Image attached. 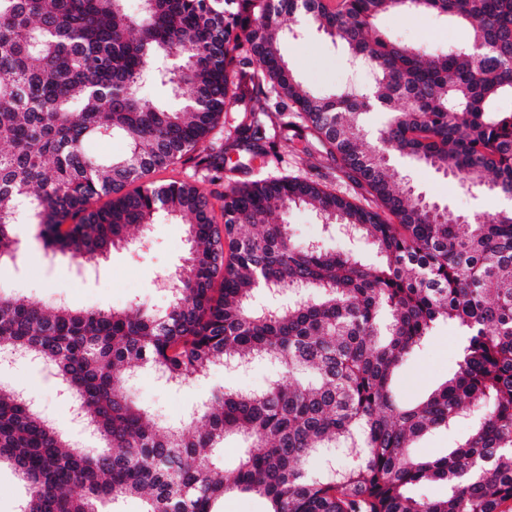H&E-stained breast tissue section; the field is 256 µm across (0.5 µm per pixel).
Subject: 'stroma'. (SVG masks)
Masks as SVG:
<instances>
[{
	"mask_svg": "<svg viewBox=\"0 0 512 512\" xmlns=\"http://www.w3.org/2000/svg\"><path fill=\"white\" fill-rule=\"evenodd\" d=\"M377 26L398 41L425 47H464L470 41L466 28L443 22L431 14H386L378 19ZM280 49L293 73L310 90L338 93L351 85L367 87L372 83L371 74L351 69L342 48L323 33L313 30L306 32L298 41L282 40ZM391 162L408 174L409 183L416 192L448 207L453 213L493 212L505 205L503 199L492 194L478 189H463L459 183L433 169L411 164L400 153H392ZM287 172L310 177L341 192L353 189L331 160L319 156L302 159L294 156L287 146L280 148L278 156L268 157L265 163L256 162L233 173L231 181L244 183ZM276 217L288 224L296 242H319L325 248L353 256L367 266L379 262L365 240H352L336 231L324 233L320 220L311 210H280ZM15 235L26 239L27 244L20 248L15 265L0 270V289L39 303L62 296L70 306L82 309L121 308L136 299L156 311H163L168 307L170 298L167 291L155 283V273L158 269L181 264L186 252L184 225L175 223L161 212L146 232L144 244L129 250L113 251L96 277L78 282L73 278L69 259L59 257L54 263L45 264L43 244L36 225H16ZM457 339L456 329L448 325L439 327L433 336L428 337L393 377L398 401L417 402L453 376L459 359ZM280 376V371L265 361L245 367L218 364L206 377L172 387L158 379L150 369L143 368L136 372L133 392L160 426L177 427L186 421L191 404L204 399L212 390L260 391ZM1 380L32 394L41 405L42 415L59 426L74 442L94 445L95 440L90 433L80 430L72 422L70 403L61 395L55 378L40 365L24 360L2 367ZM472 424V418L468 417L450 431L426 433L414 442L411 453L420 457L445 454L470 433Z\"/></svg>",
	"mask_w": 512,
	"mask_h": 512,
	"instance_id": "35a3bbf8",
	"label": "stroma"
}]
</instances>
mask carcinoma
Listing matches in <instances>:
<instances>
[{"label": "carcinoma", "mask_w": 512, "mask_h": 512, "mask_svg": "<svg viewBox=\"0 0 512 512\" xmlns=\"http://www.w3.org/2000/svg\"><path fill=\"white\" fill-rule=\"evenodd\" d=\"M433 13L465 25L464 48L428 52L377 34L386 12ZM304 23L373 75L371 89L317 94L280 54ZM151 84L182 99L164 108ZM512 0H0V268L18 257L23 212L45 255L89 271L163 211L187 219L189 249L156 279L171 302L74 309L0 295V355L40 362L102 442L82 448L0 383V466L24 487L18 512H104L142 498L143 512H223L254 494L267 512H504L512 502V209L456 215L402 182L394 150L467 187L512 201ZM387 114L375 142L359 117ZM238 114L226 144L211 135ZM119 135L101 159L88 142ZM325 155L365 190L360 200L284 175L223 195L157 184L181 162L207 173L278 155L283 142ZM106 197L101 206L93 202ZM309 206L325 229L371 241L367 268L293 241L272 208ZM248 224L251 233L241 232ZM264 288L285 305L256 310ZM444 323L459 332L454 376L414 405L392 395L395 370ZM276 361L288 382L217 392L181 428L163 430L131 392L148 367L167 383L218 362ZM481 416L442 457L415 458L412 438ZM248 449L215 465L230 438ZM350 457L336 467L341 451ZM448 484L420 499L412 488ZM80 493H75V489Z\"/></svg>", "instance_id": "1"}]
</instances>
